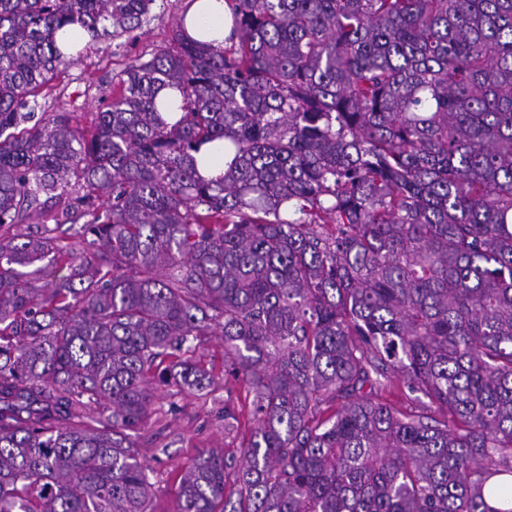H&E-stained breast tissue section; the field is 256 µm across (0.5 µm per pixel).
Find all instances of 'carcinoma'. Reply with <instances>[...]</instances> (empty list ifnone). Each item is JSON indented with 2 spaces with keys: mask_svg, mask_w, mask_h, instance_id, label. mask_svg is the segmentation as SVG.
<instances>
[{
  "mask_svg": "<svg viewBox=\"0 0 512 512\" xmlns=\"http://www.w3.org/2000/svg\"><path fill=\"white\" fill-rule=\"evenodd\" d=\"M153 2L0 0V512H152L132 434L216 335L250 438L173 512H512V0H228L42 110ZM191 0H155L141 27L99 42L84 52L80 61L62 69L45 90L47 112L83 113V125L89 126L92 112H99L103 101L112 97V89L127 64L138 57L151 58L160 47L171 43ZM231 13L224 0H194L185 17V31L192 37L224 47L230 35ZM85 113V115H84ZM199 171L206 178H215L224 173V148L208 147L199 159Z\"/></svg>",
  "mask_w": 512,
  "mask_h": 512,
  "instance_id": "carcinoma-1",
  "label": "carcinoma"
}]
</instances>
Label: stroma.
<instances>
[{
  "label": "stroma",
  "instance_id": "35a3bbf8",
  "mask_svg": "<svg viewBox=\"0 0 512 512\" xmlns=\"http://www.w3.org/2000/svg\"><path fill=\"white\" fill-rule=\"evenodd\" d=\"M190 2L154 0L139 29L99 42L77 64L61 70L46 91L49 111H98L103 101L111 98L114 85L131 60L149 59L155 49L170 44ZM195 359L217 375L215 386L202 392L185 389L175 396L164 388L156 390L151 411L133 438L141 460L152 471L153 512H173L177 477L200 451L215 449L236 455L242 451V435L224 430V404H244L249 398L246 385L224 378V344L220 338L204 337Z\"/></svg>",
  "mask_w": 512,
  "mask_h": 512
}]
</instances>
